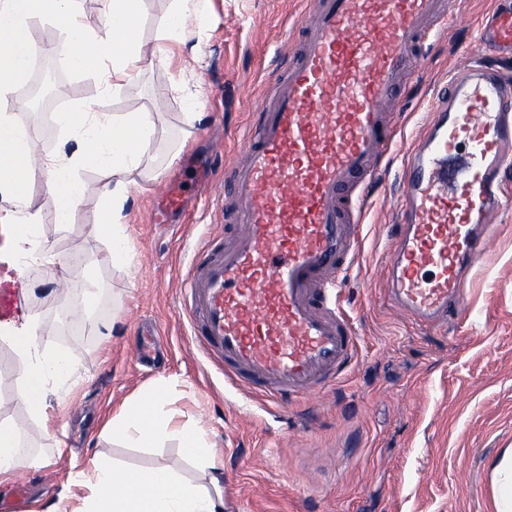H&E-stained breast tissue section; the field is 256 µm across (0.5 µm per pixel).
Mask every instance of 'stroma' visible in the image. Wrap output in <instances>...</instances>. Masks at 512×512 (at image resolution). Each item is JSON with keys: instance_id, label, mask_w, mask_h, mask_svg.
<instances>
[{"instance_id": "1", "label": "stroma", "mask_w": 512, "mask_h": 512, "mask_svg": "<svg viewBox=\"0 0 512 512\" xmlns=\"http://www.w3.org/2000/svg\"><path fill=\"white\" fill-rule=\"evenodd\" d=\"M304 3L208 0L203 12H188L177 43L163 36L172 0H146L142 39L172 60L113 90H104L100 72H76L65 56H49L62 75L54 99L63 111L78 106L110 115L139 108L152 113L156 132L122 212L123 264L113 263L108 241L96 230L102 171L79 170L83 194L70 224L57 223L44 179L34 182L42 241L51 253L70 258L71 272L62 293H55L45 266L17 294V271L0 265V324H39L43 340L36 353H63L73 372L54 386L57 429L51 434L19 402L13 381L0 379V420L11 422L38 458L0 485V505L46 512L76 492L96 459L128 468L167 466L188 481L207 482L177 437L137 448L104 430L122 403L160 385L164 411L200 428L220 448L229 512H496L492 464L512 448V169L505 173L497 238L466 285L460 326L423 333L385 306L379 286L402 189L400 154L450 71L469 58L493 59L478 29L491 0H457L445 38L425 45L422 65L408 81L397 117L398 153L364 222L360 263L343 283L362 343L342 381L296 403H267L225 384L189 341L181 283L192 247L208 236L224 239V212L231 206L224 166L240 150L251 105L290 47ZM191 97L196 107H189ZM192 109L198 112L193 120L187 117ZM0 114L32 131L41 153L69 156L80 147L57 113L26 108L20 88L0 94ZM212 138L223 139L224 154L209 190L179 225L153 224L154 191L178 170L179 158ZM90 283L100 301L87 313L95 328L69 339L64 326ZM154 329L160 363L136 364L137 343Z\"/></svg>"}]
</instances>
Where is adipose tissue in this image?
I'll return each mask as SVG.
<instances>
[{"instance_id":"obj_1","label":"adipose tissue","mask_w":512,"mask_h":512,"mask_svg":"<svg viewBox=\"0 0 512 512\" xmlns=\"http://www.w3.org/2000/svg\"><path fill=\"white\" fill-rule=\"evenodd\" d=\"M76 4L77 0H0V93L28 79L33 48L28 21L37 15L49 18L67 34L62 51L74 71L89 70L106 60L112 65V82L117 85L153 64L156 53L140 38L145 0H110L108 22L96 30L82 19ZM60 121L77 130L80 148L69 157H42L23 128L0 116V195L25 210L24 217L10 214L4 221L10 224L17 247L25 248L29 226L37 221L32 182L36 169L43 167L49 172L47 190L55 201L56 221L71 223L82 195L78 171L96 167L108 178L102 187L106 208L97 231L110 241L113 261H125L127 240L120 219L132 185L131 175L154 133L150 117L136 110L102 119L82 111L62 113ZM36 340L31 328L0 331V341L9 342L24 362L14 377L19 400L49 429L55 419L49 411L48 383L69 374L72 364L62 354L34 356ZM164 399V390L156 387L130 401L113 417V432L144 447L166 434L178 433L184 453L203 467H212L215 448L196 429L176 427L173 416L161 409ZM31 461L17 428L1 421L0 483ZM87 489L77 512H221L224 506V487L218 475L199 485L181 480L165 467L130 470L102 461L95 466Z\"/></svg>"}]
</instances>
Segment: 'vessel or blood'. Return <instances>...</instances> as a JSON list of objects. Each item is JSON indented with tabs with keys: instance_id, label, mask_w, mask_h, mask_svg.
I'll return each instance as SVG.
<instances>
[{
	"instance_id": "b4317fda",
	"label": "vessel or blood",
	"mask_w": 512,
	"mask_h": 512,
	"mask_svg": "<svg viewBox=\"0 0 512 512\" xmlns=\"http://www.w3.org/2000/svg\"><path fill=\"white\" fill-rule=\"evenodd\" d=\"M450 0H313L295 48L267 83L242 155L224 168L234 201L223 251L198 245L182 290L192 341L224 381L273 403L337 383L360 337L340 302L362 256L374 188L397 143L393 102ZM480 38L512 55V8L490 7ZM404 157L399 233L382 268L389 307L429 328L457 319L476 261L494 244L512 167V82L483 64L451 75ZM463 169L448 160L460 144Z\"/></svg>"
}]
</instances>
